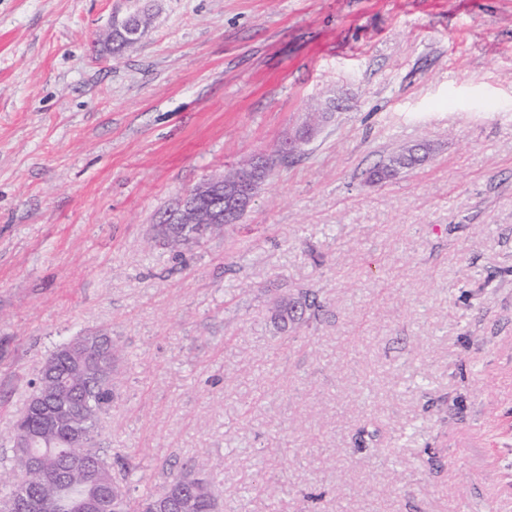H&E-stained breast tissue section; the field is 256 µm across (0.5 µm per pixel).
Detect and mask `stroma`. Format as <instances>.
I'll return each instance as SVG.
<instances>
[{
    "mask_svg": "<svg viewBox=\"0 0 512 512\" xmlns=\"http://www.w3.org/2000/svg\"><path fill=\"white\" fill-rule=\"evenodd\" d=\"M131 6L0 0V485L48 352L101 330L121 483L205 458L223 512H512V0H156L115 60ZM334 97L238 224L159 245ZM147 14L148 12H146V10L137 7L122 17L114 16L109 28L112 29V31L108 38L112 36L113 33L118 32L126 43L141 41L147 28L143 22V18Z\"/></svg>",
    "mask_w": 512,
    "mask_h": 512,
    "instance_id": "obj_1",
    "label": "stroma"
}]
</instances>
